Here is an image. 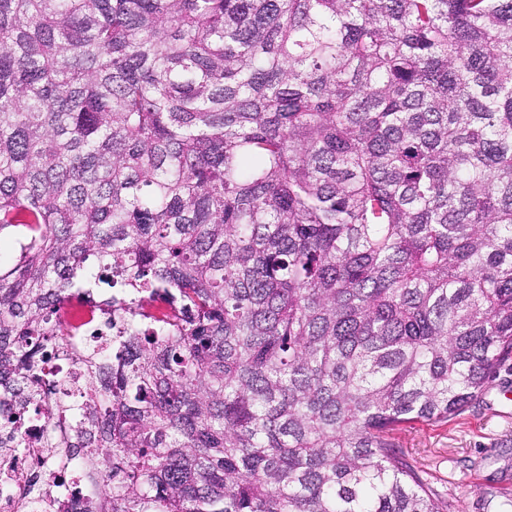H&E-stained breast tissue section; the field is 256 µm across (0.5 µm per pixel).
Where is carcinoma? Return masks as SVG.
Listing matches in <instances>:
<instances>
[{"mask_svg":"<svg viewBox=\"0 0 512 512\" xmlns=\"http://www.w3.org/2000/svg\"><path fill=\"white\" fill-rule=\"evenodd\" d=\"M7 229L0 439L97 512H441L395 434L512 360V0H0Z\"/></svg>","mask_w":512,"mask_h":512,"instance_id":"obj_1","label":"carcinoma"}]
</instances>
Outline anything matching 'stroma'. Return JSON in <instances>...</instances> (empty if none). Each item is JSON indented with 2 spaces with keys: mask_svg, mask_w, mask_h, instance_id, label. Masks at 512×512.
Masks as SVG:
<instances>
[{
  "mask_svg": "<svg viewBox=\"0 0 512 512\" xmlns=\"http://www.w3.org/2000/svg\"><path fill=\"white\" fill-rule=\"evenodd\" d=\"M397 442L443 512H512V369L461 415L416 425Z\"/></svg>",
  "mask_w": 512,
  "mask_h": 512,
  "instance_id": "35a3bbf8",
  "label": "stroma"
}]
</instances>
